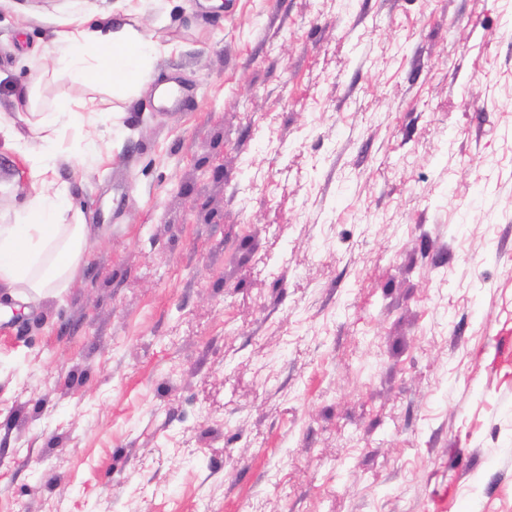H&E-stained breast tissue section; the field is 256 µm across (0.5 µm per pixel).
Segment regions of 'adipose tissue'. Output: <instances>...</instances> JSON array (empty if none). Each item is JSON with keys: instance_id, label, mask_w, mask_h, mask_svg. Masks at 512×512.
<instances>
[{"instance_id": "1", "label": "adipose tissue", "mask_w": 512, "mask_h": 512, "mask_svg": "<svg viewBox=\"0 0 512 512\" xmlns=\"http://www.w3.org/2000/svg\"><path fill=\"white\" fill-rule=\"evenodd\" d=\"M56 43V66L73 83L108 77L133 90L149 81L151 63L164 51L130 24L63 31ZM96 43L111 48L112 59L94 67L88 49ZM68 213L65 190L45 188L27 203L18 222L0 225V284L39 296L75 277L87 252V227L69 223Z\"/></svg>"}]
</instances>
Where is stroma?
Returning <instances> with one entry per match:
<instances>
[{
  "mask_svg": "<svg viewBox=\"0 0 512 512\" xmlns=\"http://www.w3.org/2000/svg\"><path fill=\"white\" fill-rule=\"evenodd\" d=\"M103 15L137 93L56 68ZM0 122L89 243L0 288V512H512V0H0ZM57 69L75 84H83L101 77L112 78L113 83L138 90L150 80L151 63L165 51V46L141 34L131 24L110 28L100 24L93 29H75L59 32L56 37ZM101 43L112 49V64L101 61L92 67L88 60L91 45ZM37 119L32 123L33 133L46 144L52 142V135L75 122L90 121L91 115L72 111L68 106L57 104L42 112H32Z\"/></svg>",
  "mask_w": 512,
  "mask_h": 512,
  "instance_id": "35a3bbf8",
  "label": "stroma"
}]
</instances>
